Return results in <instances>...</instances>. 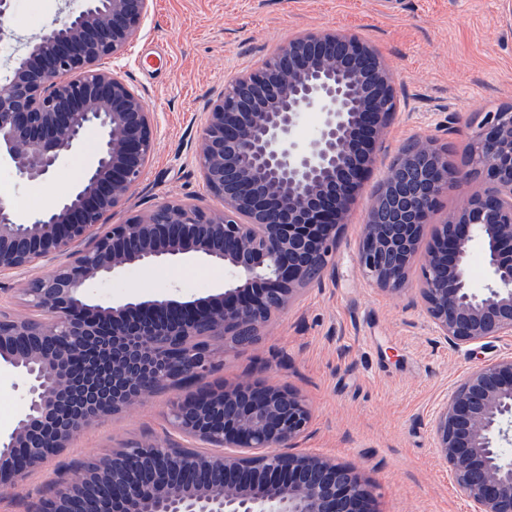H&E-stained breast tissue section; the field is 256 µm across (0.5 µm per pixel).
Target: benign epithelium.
<instances>
[{
  "label": "benign epithelium",
  "instance_id": "7a95c632",
  "mask_svg": "<svg viewBox=\"0 0 512 512\" xmlns=\"http://www.w3.org/2000/svg\"><path fill=\"white\" fill-rule=\"evenodd\" d=\"M151 0H82L29 43L0 78V161L37 181L102 133L75 191L29 221L0 197V276L64 254L22 294L38 319L0 309V370L25 381L24 409L0 434V489L47 467L84 431L148 395L172 391L171 423L213 449L168 441L113 448L54 472L52 492L30 512H376L352 467L292 453L311 412L286 385H203L226 348L260 335L300 287L333 275L336 232L375 162L396 108L391 73L363 37L310 32L282 45L253 72L224 85L195 140L202 181L224 209L163 200L111 224L149 166L154 113L114 60L136 39ZM15 35L13 0H0V43ZM319 117L310 145L296 136ZM471 173L488 182L444 223L425 229L440 197L464 178L447 148L414 140L374 191L358 247L363 275L405 291L421 250L418 288L434 332L455 348L512 335V109L481 112ZM483 245L484 288L473 287L469 245ZM189 253L224 266V293L181 301H104L93 287L136 265ZM277 303L272 311L271 303ZM435 448L472 503L512 512V356L476 364L431 419Z\"/></svg>",
  "mask_w": 512,
  "mask_h": 512
}]
</instances>
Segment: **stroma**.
<instances>
[{"label":"stroma","mask_w":512,"mask_h":512,"mask_svg":"<svg viewBox=\"0 0 512 512\" xmlns=\"http://www.w3.org/2000/svg\"><path fill=\"white\" fill-rule=\"evenodd\" d=\"M334 29L376 47L393 74L399 107L340 229L335 279L305 287L253 344L225 352L223 376L296 390L312 412L297 452L354 467L371 485L377 512H469L433 446L430 418L477 359L512 354V335L471 354L448 346L421 312L417 270L409 272L407 294L383 291L362 275L358 245L373 192L404 144L433 140L467 171L472 131L449 124V114L512 106V0H153L138 38L113 65L144 94L157 141L143 183L112 221L162 199L200 197L222 209L193 156L210 102L229 77L257 69L288 39ZM99 142V131L88 130L79 148L37 182L0 164V196L23 217L69 196L95 162ZM225 276L223 266L191 257L129 267L98 293L117 300L205 297L221 291ZM172 399L159 392L91 427L51 466L0 491V512H30L55 469L110 448L155 438L190 447L171 425Z\"/></svg>","instance_id":"obj_1"}]
</instances>
